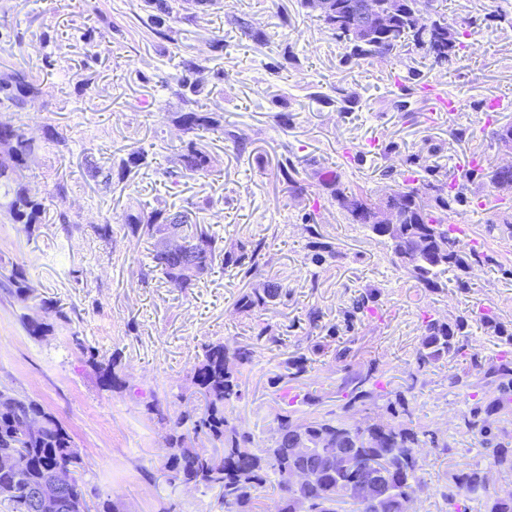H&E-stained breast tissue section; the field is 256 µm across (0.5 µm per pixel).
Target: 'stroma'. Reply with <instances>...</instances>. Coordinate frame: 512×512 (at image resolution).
Wrapping results in <instances>:
<instances>
[{
  "mask_svg": "<svg viewBox=\"0 0 512 512\" xmlns=\"http://www.w3.org/2000/svg\"><path fill=\"white\" fill-rule=\"evenodd\" d=\"M92 2L89 11L83 0H0V80L26 70L42 87L39 99L10 118L36 139L51 128L64 141L39 152L24 174L32 192L47 200L44 222L30 231L0 216V388L37 401L62 422L84 460L90 503L113 499L121 512H219L215 491L166 481L165 430L145 414V403L155 400L165 408L176 395L191 396L202 343L245 345L255 329L267 325L285 343L254 347L234 415L258 437L270 436L279 397L270 380L284 373L288 356L306 350V311L319 309L324 324L339 325L355 296L376 288L379 310L355 322L349 363L356 369L379 360L383 381L395 387L417 375L411 396L415 413L439 430L451 452L426 450V488L413 508L442 512L439 491L449 472L480 461L483 447L480 437L456 428L471 390L449 389L448 376L462 373V365L443 361L421 369L416 364L419 316L426 311L453 318L481 305L512 325V238L487 224L496 211L512 205V194L481 181L473 184L475 195L490 196L491 203L467 207L460 216L474 245L493 261L472 272L468 290L451 285L432 294L381 238L348 223L329 203L317 208L312 198L284 192L274 172L290 149L376 196L396 187L397 171L420 151L427 165L455 176L475 156L495 164L512 160L479 122L482 101L512 97V26L501 23L494 34L473 35L464 60L445 68L431 67L413 49L388 61L367 58L344 65L340 44L297 0H218L196 22L179 24L172 44L152 35L140 0ZM240 14L266 33L272 60L291 53L278 73H271L262 51L230 25V17ZM217 34L224 37L220 55L210 49ZM178 54L223 70V89L202 102L223 110L226 122L247 139L245 151L210 132L203 143L217 170L208 178L187 177L171 187L136 170L109 187L92 179V167L109 166L131 150L144 149L162 164L179 148L183 133L172 115L182 105L166 88L181 75ZM411 68L459 99L456 115L430 119V100L417 103L412 122L392 110L394 77ZM340 88L356 94L353 111L323 104V97ZM279 113L288 115L287 125L277 124ZM458 129L465 130V138L455 137ZM347 147L361 162L344 157ZM192 203L205 205L206 223L219 227L225 244L263 242L254 278L235 276L217 263L184 292L157 276L141 279L152 246L124 234L125 216L145 206L177 210ZM61 210L77 220V228L58 223ZM311 211L336 250L335 258L319 266L306 258L302 217ZM106 222L113 234L103 239L96 227ZM15 265L24 269L31 287L24 305L8 286ZM267 281L287 288V300L251 315L235 311L243 291ZM50 299L69 321L34 339L23 320L42 318V303ZM83 344L105 357L121 351L125 389L102 388L79 350Z\"/></svg>",
  "mask_w": 512,
  "mask_h": 512,
  "instance_id": "35a3bbf8",
  "label": "stroma"
}]
</instances>
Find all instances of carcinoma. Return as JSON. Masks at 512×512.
Segmentation results:
<instances>
[{"mask_svg":"<svg viewBox=\"0 0 512 512\" xmlns=\"http://www.w3.org/2000/svg\"><path fill=\"white\" fill-rule=\"evenodd\" d=\"M178 0H142L148 12L151 32L168 43H175L174 27L169 21L194 22L207 12L212 0H193L195 11L179 15ZM340 9L326 16H318L325 29L343 46L342 63L363 58H390L402 49L413 47L422 52L431 66L443 68L448 62L460 58L465 48L464 39L472 34L471 24L448 23L444 17L418 24L417 16L438 11L436 0H403L400 15L374 39L362 38L356 28L357 10L362 0H333ZM230 24L238 28L254 44L265 47L268 38L253 27L244 16H233ZM177 67L182 76L169 85L170 94L182 100L184 108L174 113L172 122L190 138L183 142L166 167L155 172L163 182L177 185L188 176L207 177L214 172L213 159L202 144L204 134L219 132L236 147L245 146L241 135L232 128H224V113L203 108L199 96L204 84L195 75L208 70L194 57H184ZM420 73L408 69V75L397 76V92L390 100L392 109L410 121L416 111L411 109V98L420 96L425 101L440 93L432 85L419 82ZM40 94L37 80L25 71L14 73L0 81V110L19 111ZM62 139L47 129L44 144H39L19 125L0 121V208L14 224L34 226L42 223L46 213L44 201L31 194L20 180L34 154L41 148L58 146ZM410 163L421 166V156L415 154ZM152 165L148 152L137 149L121 159L118 168H97L94 176L110 185L122 182L132 170ZM423 167V166H421ZM430 177L409 175L397 185L387 204L397 208L399 227L386 238L392 252L410 275L431 293L448 288L443 276L450 272L459 288L469 287L468 276L474 267L489 262L483 250L460 245L451 227L457 206L468 202L469 184L476 178L488 181L494 189L512 188V169L496 171L483 159L468 168L459 178L425 166ZM306 176H301V172ZM276 178L295 196L305 195L315 186L326 195L328 202L337 205L351 224H364L372 234L380 232L375 224L367 223L368 212L377 206L372 197L356 192L344 185L336 171L320 163L296 155L293 151L277 164ZM428 191L425 203H419L420 190ZM203 208L167 210L154 208L147 214H129L123 228L132 237L147 236L154 239L157 248L151 253V264L141 270L144 276L157 274L166 283L180 290L195 286L208 274L216 258H222L225 267L236 269L243 279L257 274L258 258L263 244L240 243L224 248V237L205 225L200 217ZM307 234L310 261L319 265L335 256L329 242L322 241L316 214L303 218ZM176 230L185 248L180 255L169 254L158 244L170 231ZM192 261L195 271L185 272V262ZM10 278L14 295L24 302L30 295L23 270L12 271ZM288 297V289L277 282L267 281L258 288L242 292L235 301L241 313L267 309ZM379 290L366 288L352 302L345 314L347 329L354 322L379 309ZM45 320L25 322L29 336L40 338L54 328L50 319L69 321L57 305L45 302ZM323 314L311 308L305 322L311 329L327 331L326 337L336 341V326L322 324ZM477 324L495 336L499 351L484 356L469 344L472 324ZM421 342L417 351L418 367L445 360L458 361L472 373L474 388L472 403L461 415L459 432L481 437L484 461L468 464L448 474V483L439 491L445 505L443 512H468L465 502L475 499L479 512H512V494L502 495L489 482L492 472L512 475V431L497 426V415L512 409V327L499 320L497 314L484 307L467 315L441 319L425 314L421 318ZM255 344L266 347L280 346L283 339L267 327L254 336ZM356 339H348L335 348L334 360L342 376L336 386L339 410L323 408L326 396L307 392L302 404L309 409L306 422L297 423V410L280 409L274 419L278 432L275 437L258 439L241 422L231 416L242 397V371L250 363L251 347L212 343L202 347V359L195 366L193 384L195 393L204 401L203 409H186L167 417L153 403L147 411L171 423L166 437L165 476L169 483L204 486L219 491L222 512H261V500L273 493L278 499V512H304L311 502L312 512H342V506L352 504L355 512H408V504L424 491L425 484L418 472L422 469L416 450L427 446L448 453V442L438 438L430 425L414 422L413 409L402 390H389L379 386V363L369 360L363 367L353 370L347 359L353 352ZM100 379L102 387L111 390L125 386L120 377L121 354L117 351L107 361L97 360L92 347H82ZM311 367L304 354L286 360V373L276 377L273 384L299 381ZM0 457L14 455L20 467L10 473L0 472V500L12 505L15 512H31L30 492L57 468L68 466L75 470L82 458L71 436L60 422L34 400L0 390ZM30 419H39L41 431L34 435L24 429ZM295 448H307L300 455ZM313 469L322 473L316 486H290L283 482L285 470ZM355 479L369 482L371 491L364 501H350L344 497V487ZM68 495L73 501L69 512H120L117 503L108 500L90 510L78 482H72Z\"/></svg>","mask_w":512,"mask_h":512,"instance_id":"obj_1","label":"carcinoma"}]
</instances>
